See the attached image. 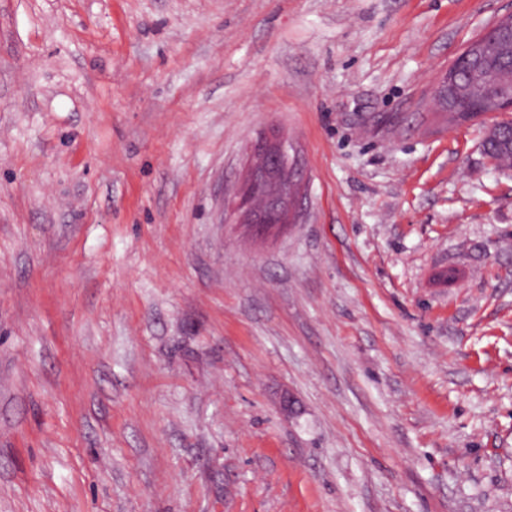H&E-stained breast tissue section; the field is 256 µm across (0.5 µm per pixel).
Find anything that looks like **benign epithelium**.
<instances>
[{
    "instance_id": "1",
    "label": "benign epithelium",
    "mask_w": 512,
    "mask_h": 512,
    "mask_svg": "<svg viewBox=\"0 0 512 512\" xmlns=\"http://www.w3.org/2000/svg\"><path fill=\"white\" fill-rule=\"evenodd\" d=\"M252 155L243 190L224 223L274 226L288 221L290 213L299 211L301 197L286 140L262 135L253 143Z\"/></svg>"
}]
</instances>
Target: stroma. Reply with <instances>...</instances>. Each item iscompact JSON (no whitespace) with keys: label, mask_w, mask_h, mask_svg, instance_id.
Listing matches in <instances>:
<instances>
[{"label":"stroma","mask_w":512,"mask_h":512,"mask_svg":"<svg viewBox=\"0 0 512 512\" xmlns=\"http://www.w3.org/2000/svg\"><path fill=\"white\" fill-rule=\"evenodd\" d=\"M511 12L0 0V512H512V167L432 99ZM286 140L274 135H261L253 144V163L249 167L244 187L234 208L225 216L228 224L288 223L293 210L295 216L301 205L296 178L298 172L288 160ZM288 183L291 193L288 197ZM285 184L287 190L278 189Z\"/></svg>","instance_id":"35a3bbf8"}]
</instances>
